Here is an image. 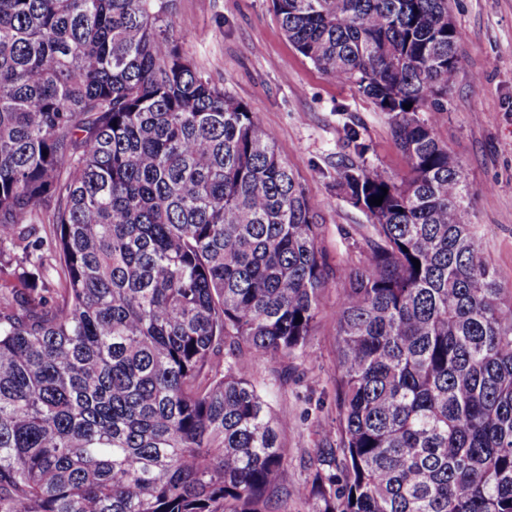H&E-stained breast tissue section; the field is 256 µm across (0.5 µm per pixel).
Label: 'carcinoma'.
Returning <instances> with one entry per match:
<instances>
[{
  "label": "carcinoma",
  "instance_id": "carcinoma-1",
  "mask_svg": "<svg viewBox=\"0 0 512 512\" xmlns=\"http://www.w3.org/2000/svg\"><path fill=\"white\" fill-rule=\"evenodd\" d=\"M169 2L0 0V512H512V288L435 134L448 0H272L408 164L336 167L368 253L336 271V439L291 490L246 365L313 358L318 214Z\"/></svg>",
  "mask_w": 512,
  "mask_h": 512
}]
</instances>
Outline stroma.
<instances>
[{
	"instance_id": "35a3bbf8",
	"label": "stroma",
	"mask_w": 512,
	"mask_h": 512,
	"mask_svg": "<svg viewBox=\"0 0 512 512\" xmlns=\"http://www.w3.org/2000/svg\"><path fill=\"white\" fill-rule=\"evenodd\" d=\"M460 67L448 92L438 139L476 190L475 232L499 281L512 285V0H450ZM183 50L213 82L256 113L316 204L319 246L329 277L312 332L313 360L293 361L289 377L265 362L251 377L287 418L283 444L288 486L311 477L309 456L336 433L333 378L341 285L338 268L366 257L365 215L336 187V165L350 152L348 129L368 151L367 164L395 178L407 173L390 117L354 88L336 82L302 56L283 33L271 0H175Z\"/></svg>"
}]
</instances>
